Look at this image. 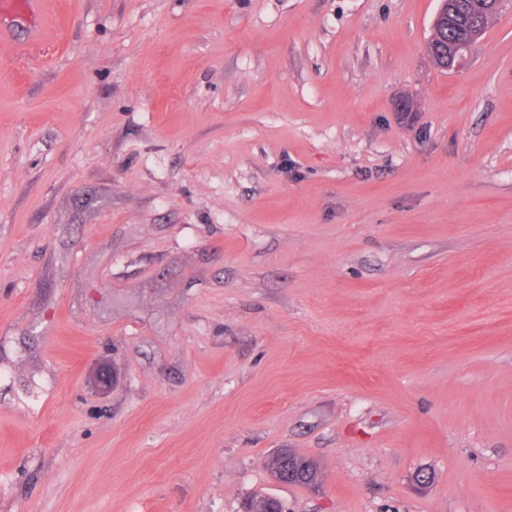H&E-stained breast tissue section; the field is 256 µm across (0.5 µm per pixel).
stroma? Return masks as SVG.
<instances>
[{
  "label": "stroma",
  "mask_w": 512,
  "mask_h": 512,
  "mask_svg": "<svg viewBox=\"0 0 512 512\" xmlns=\"http://www.w3.org/2000/svg\"><path fill=\"white\" fill-rule=\"evenodd\" d=\"M437 6L15 22L0 512H512V0L453 71ZM301 465H305L314 469L316 476L320 474L319 467L314 461L305 458L293 452L292 450H290V455L287 457L278 452L268 462L269 471L275 480H277V477L280 476L290 485H296L310 489L309 483L306 481V478L300 470ZM277 481L284 483L279 480Z\"/></svg>",
  "instance_id": "35a3bbf8"
}]
</instances>
